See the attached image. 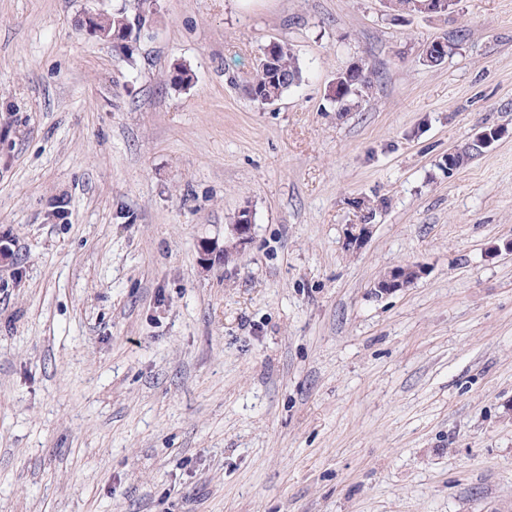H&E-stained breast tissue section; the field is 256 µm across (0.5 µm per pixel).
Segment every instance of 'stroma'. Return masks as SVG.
<instances>
[{"label":"stroma","instance_id":"stroma-1","mask_svg":"<svg viewBox=\"0 0 512 512\" xmlns=\"http://www.w3.org/2000/svg\"><path fill=\"white\" fill-rule=\"evenodd\" d=\"M137 8L0 0V512H512V0H158L130 62L85 30ZM273 42L306 78L262 105ZM337 79L341 87H338V91L334 93V95H336V99L334 98L336 103H342L351 95H362L364 89L368 88L370 84L369 76L365 68H362L356 75H350L348 78L345 73H342Z\"/></svg>","mask_w":512,"mask_h":512}]
</instances>
